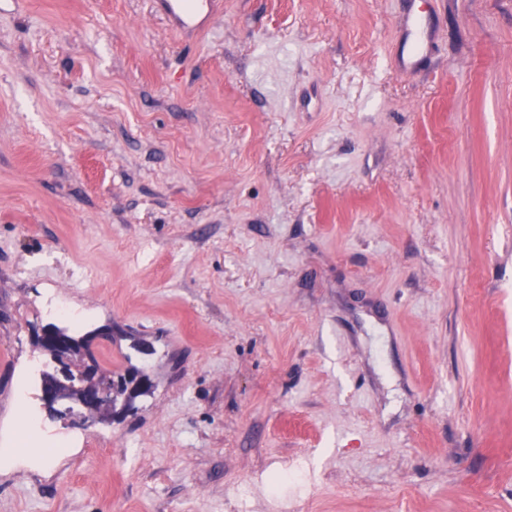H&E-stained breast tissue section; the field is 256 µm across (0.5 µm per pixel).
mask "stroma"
<instances>
[{
	"label": "stroma",
	"mask_w": 512,
	"mask_h": 512,
	"mask_svg": "<svg viewBox=\"0 0 512 512\" xmlns=\"http://www.w3.org/2000/svg\"><path fill=\"white\" fill-rule=\"evenodd\" d=\"M148 2L0 5V434L49 323L114 386L0 512H512V0ZM220 0H152L151 12L185 44L195 43L222 9ZM407 46L399 57V64L403 68L412 66L421 51L430 43V35L417 20L413 22L408 30Z\"/></svg>",
	"instance_id": "1"
}]
</instances>
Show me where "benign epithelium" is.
Returning <instances> with one entry per match:
<instances>
[{
  "label": "benign epithelium",
  "mask_w": 512,
  "mask_h": 512,
  "mask_svg": "<svg viewBox=\"0 0 512 512\" xmlns=\"http://www.w3.org/2000/svg\"><path fill=\"white\" fill-rule=\"evenodd\" d=\"M41 346L56 358L62 366L78 356L72 349V342L52 326H46L39 334ZM41 398L47 405H62L68 414L79 405L88 415H93L103 407L112 406V385L102 379L82 375L78 378L67 375L63 380H54L42 388Z\"/></svg>",
  "instance_id": "obj_1"
}]
</instances>
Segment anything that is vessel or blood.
<instances>
[{
    "label": "vessel or blood",
    "mask_w": 512,
    "mask_h": 512,
    "mask_svg": "<svg viewBox=\"0 0 512 512\" xmlns=\"http://www.w3.org/2000/svg\"><path fill=\"white\" fill-rule=\"evenodd\" d=\"M221 0H151L152 13L186 44L195 43L218 16ZM430 43V35L420 23L408 31L407 46L399 57L401 67L412 66Z\"/></svg>",
    "instance_id": "1"
}]
</instances>
